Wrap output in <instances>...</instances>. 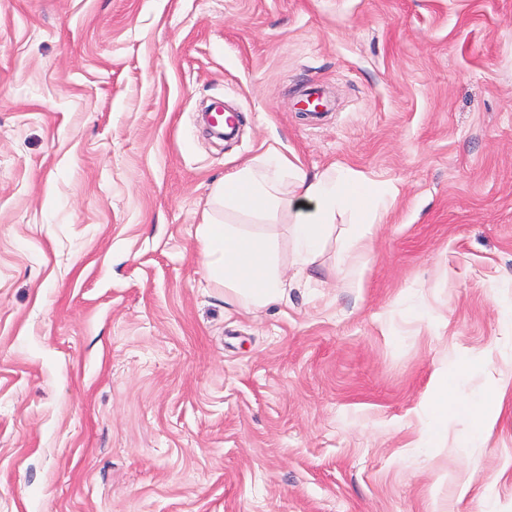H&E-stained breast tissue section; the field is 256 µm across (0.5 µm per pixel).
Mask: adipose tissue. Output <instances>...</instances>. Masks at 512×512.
<instances>
[{
  "instance_id": "1",
  "label": "adipose tissue",
  "mask_w": 512,
  "mask_h": 512,
  "mask_svg": "<svg viewBox=\"0 0 512 512\" xmlns=\"http://www.w3.org/2000/svg\"><path fill=\"white\" fill-rule=\"evenodd\" d=\"M395 193L392 185L350 169L311 174L277 152L268 151L213 184L210 209L196 228L209 281L224 289L227 302L260 309L287 300L336 232L337 218L361 225L376 220ZM311 203L296 209V200ZM287 222L294 276H286L271 226ZM503 412L502 395L462 396L456 380L437 374L423 409L420 447L448 434V418L462 414L471 429L464 444L481 446Z\"/></svg>"
}]
</instances>
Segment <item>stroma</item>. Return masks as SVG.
Here are the masks:
<instances>
[{"label":"stroma","mask_w":512,"mask_h":512,"mask_svg":"<svg viewBox=\"0 0 512 512\" xmlns=\"http://www.w3.org/2000/svg\"><path fill=\"white\" fill-rule=\"evenodd\" d=\"M268 150L397 192L247 311L196 226ZM511 307L512 0H0V512H512ZM366 247L365 234L361 232L353 233L343 250L339 272L344 276L350 273L355 274L357 265ZM503 398L504 393L464 397L459 392L457 381L448 378V372L437 374L424 405L418 447L428 448L447 437L448 417L452 414H463L471 420L464 446H481L489 428L503 412Z\"/></svg>","instance_id":"obj_1"}]
</instances>
